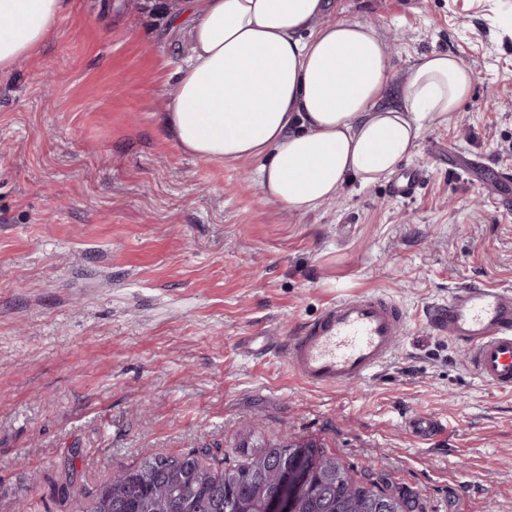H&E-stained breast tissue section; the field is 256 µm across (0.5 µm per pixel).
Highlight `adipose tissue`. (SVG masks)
I'll return each instance as SVG.
<instances>
[{"mask_svg": "<svg viewBox=\"0 0 512 512\" xmlns=\"http://www.w3.org/2000/svg\"><path fill=\"white\" fill-rule=\"evenodd\" d=\"M62 7L0 0V72L46 43ZM328 11V0H180L173 19L190 54L165 132L205 162H257L266 199L295 214L349 182L386 179L474 80L454 55L433 52L396 82L379 30Z\"/></svg>", "mask_w": 512, "mask_h": 512, "instance_id": "adipose-tissue-1", "label": "adipose tissue"}]
</instances>
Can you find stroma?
Masks as SVG:
<instances>
[{"label": "stroma", "instance_id": "1", "mask_svg": "<svg viewBox=\"0 0 512 512\" xmlns=\"http://www.w3.org/2000/svg\"><path fill=\"white\" fill-rule=\"evenodd\" d=\"M395 40L396 79L448 52L469 98L390 180L317 211L265 201L256 163L198 160L161 125L186 47L162 0H63L52 39L0 73V512H78L120 467L308 441L413 512H512V392L425 322L512 284V0H331ZM394 300L406 328L372 376L313 388L284 347L328 305ZM275 350L245 356L243 341ZM418 414L443 430L413 439ZM73 467L64 500L50 485Z\"/></svg>", "mask_w": 512, "mask_h": 512}]
</instances>
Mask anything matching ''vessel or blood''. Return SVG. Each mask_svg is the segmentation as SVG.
<instances>
[{"mask_svg": "<svg viewBox=\"0 0 512 512\" xmlns=\"http://www.w3.org/2000/svg\"><path fill=\"white\" fill-rule=\"evenodd\" d=\"M435 330L464 347L477 377L512 391V287L452 290L427 315ZM403 316L380 296L337 302L289 342L286 362L305 384L335 387L371 376L391 355Z\"/></svg>", "mask_w": 512, "mask_h": 512, "instance_id": "vessel-or-blood-1", "label": "vessel or blood"}]
</instances>
